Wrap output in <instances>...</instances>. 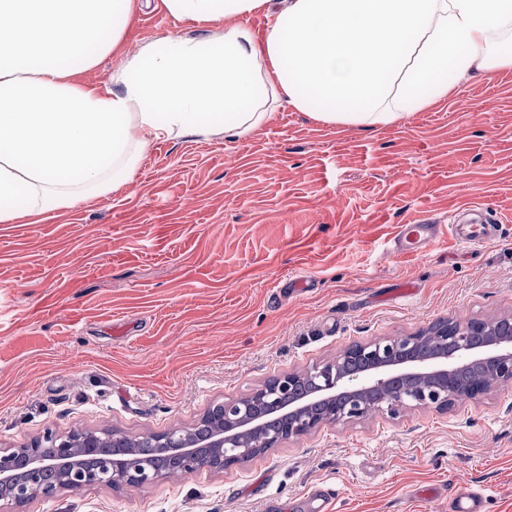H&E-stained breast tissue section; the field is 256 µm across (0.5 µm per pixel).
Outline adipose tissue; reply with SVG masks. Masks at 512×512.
<instances>
[{"mask_svg":"<svg viewBox=\"0 0 512 512\" xmlns=\"http://www.w3.org/2000/svg\"><path fill=\"white\" fill-rule=\"evenodd\" d=\"M138 0H0V223L119 190L148 146L237 141L280 103L326 123L392 124L480 73L512 69V0H154L207 28L81 72L120 48ZM262 15L255 39L245 21ZM122 61V55L120 53L109 54L104 57L97 66L87 72L80 74L78 77L81 81L98 85L100 87L112 86V73L119 68Z\"/></svg>","mask_w":512,"mask_h":512,"instance_id":"1","label":"adipose tissue"}]
</instances>
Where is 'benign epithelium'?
<instances>
[{"instance_id": "benign-epithelium-1", "label": "benign epithelium", "mask_w": 512, "mask_h": 512, "mask_svg": "<svg viewBox=\"0 0 512 512\" xmlns=\"http://www.w3.org/2000/svg\"><path fill=\"white\" fill-rule=\"evenodd\" d=\"M484 367L488 384L481 397L491 390L512 385V317L501 320L448 321L415 333L381 338L347 348L341 358L308 371L313 387L300 395L294 387L301 375L290 372L275 377L250 397L220 404V425L204 440H195L185 430L163 432L161 451L177 457L194 469L222 472L253 455L257 448H239L240 438L261 433L265 417L276 414L288 419V427L277 440H289L317 430L334 421H355L381 408L370 396L385 384L397 385L386 400L391 414L409 405L446 411L465 394L457 387L468 370ZM98 432L73 438L46 435L25 447L27 461L19 470L6 464L12 453L0 448V502L20 506L32 499L45 476L41 448L48 444L56 453V489L87 486L119 488L125 485L116 475L121 462L136 460L137 449L123 448L127 458L106 462L93 471L82 466L89 450L97 447Z\"/></svg>"}]
</instances>
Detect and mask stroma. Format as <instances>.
Wrapping results in <instances>:
<instances>
[{"mask_svg":"<svg viewBox=\"0 0 512 512\" xmlns=\"http://www.w3.org/2000/svg\"><path fill=\"white\" fill-rule=\"evenodd\" d=\"M203 28L146 7L126 47ZM476 206L469 246L390 249L402 224ZM512 315V69L371 129L281 103L254 135L152 143L120 190L37 224L0 223V448L74 430L192 426L348 347L439 320ZM448 512V485L512 512V387L446 411L323 425L215 474L37 497L4 512ZM497 221L495 215L487 213L467 223L459 221L455 229L463 243L475 246L486 242L487 226L496 224Z\"/></svg>","mask_w":512,"mask_h":512,"instance_id":"1","label":"stroma"}]
</instances>
